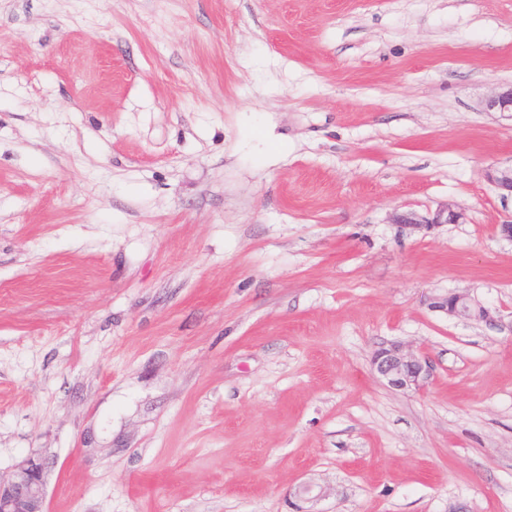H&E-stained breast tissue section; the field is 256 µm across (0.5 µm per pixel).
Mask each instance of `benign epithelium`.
<instances>
[{
  "instance_id": "1",
  "label": "benign epithelium",
  "mask_w": 512,
  "mask_h": 512,
  "mask_svg": "<svg viewBox=\"0 0 512 512\" xmlns=\"http://www.w3.org/2000/svg\"><path fill=\"white\" fill-rule=\"evenodd\" d=\"M488 109L496 112H512V87L495 93L487 99ZM487 181L501 191L502 196H512V164L490 168ZM463 213L452 203L440 206L428 216L416 212L393 215L395 224L414 228L434 224H459ZM427 306L437 312L459 319L475 320L493 326L496 318L491 308L471 297L468 293L450 292L432 295ZM372 371L385 384L397 391H420L432 378L429 361L407 350L400 343H392L376 350L371 360ZM44 467L39 460L27 457L14 468L11 477L0 480V512H46Z\"/></svg>"
}]
</instances>
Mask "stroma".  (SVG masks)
Segmentation results:
<instances>
[{"mask_svg":"<svg viewBox=\"0 0 512 512\" xmlns=\"http://www.w3.org/2000/svg\"><path fill=\"white\" fill-rule=\"evenodd\" d=\"M511 85L512 0H0V478L41 459L48 512H512ZM394 342L424 390L373 374ZM485 177L491 185L501 191L502 197L510 195L512 198V163L488 169ZM463 220V213L452 203L440 206L428 216L416 212H402L393 215L392 221L395 224L408 225L414 228L430 226L434 224H460ZM427 306L448 317L475 320L494 326L496 318L490 307L471 297L469 293L448 292V294L432 295L426 299ZM371 367L389 388L397 391H420L433 375L429 361L410 352L401 343L376 350Z\"/></svg>","mask_w":512,"mask_h":512,"instance_id":"1","label":"stroma"}]
</instances>
